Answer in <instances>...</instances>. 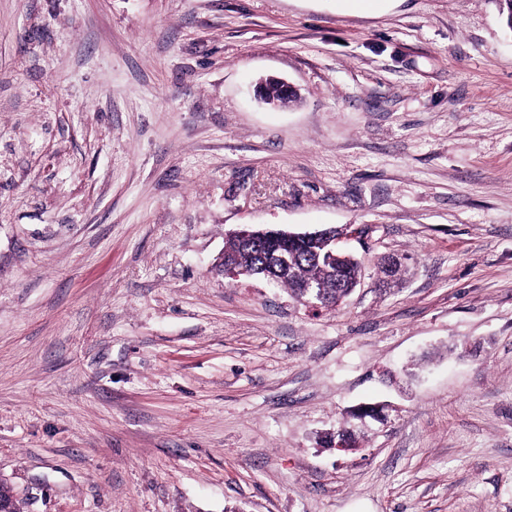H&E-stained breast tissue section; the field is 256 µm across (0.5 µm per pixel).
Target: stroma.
<instances>
[{
  "mask_svg": "<svg viewBox=\"0 0 512 512\" xmlns=\"http://www.w3.org/2000/svg\"><path fill=\"white\" fill-rule=\"evenodd\" d=\"M242 224L348 228L360 285L315 315L225 278ZM0 478L24 512H512L494 0H0Z\"/></svg>",
  "mask_w": 512,
  "mask_h": 512,
  "instance_id": "stroma-1",
  "label": "stroma"
}]
</instances>
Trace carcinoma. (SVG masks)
Segmentation results:
<instances>
[{"label": "carcinoma", "mask_w": 512, "mask_h": 512, "mask_svg": "<svg viewBox=\"0 0 512 512\" xmlns=\"http://www.w3.org/2000/svg\"><path fill=\"white\" fill-rule=\"evenodd\" d=\"M328 250L321 241L310 239L288 249L282 257L270 245L230 236L224 244V259L246 276H262L286 287L294 299L298 298L297 287L311 282L324 289L329 302L336 304L346 294V287L361 276V265L334 258Z\"/></svg>", "instance_id": "cac0c4a2"}]
</instances>
